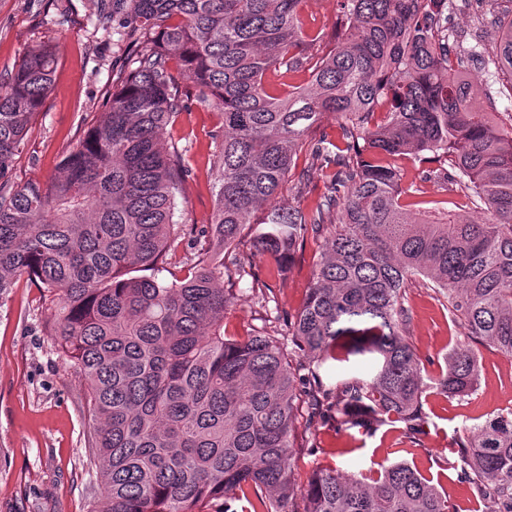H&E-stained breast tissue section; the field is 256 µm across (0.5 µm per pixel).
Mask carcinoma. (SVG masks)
I'll list each match as a JSON object with an SVG mask.
<instances>
[{
	"mask_svg": "<svg viewBox=\"0 0 512 512\" xmlns=\"http://www.w3.org/2000/svg\"><path fill=\"white\" fill-rule=\"evenodd\" d=\"M307 0H104L100 23L135 20L130 70L58 176L12 181L52 85L56 48L28 50L0 81V305L17 279L40 289L47 334L87 383L89 512H449L405 461L376 475L295 476L294 448L318 421L418 431L423 398L473 394L470 344L512 357V131L500 129L462 64L481 61L484 96L512 100V14L497 39L448 53L449 0H339L331 32L306 27ZM282 79V91L267 75ZM303 75L302 83L286 78ZM218 111L223 137L211 222L176 220L189 177L167 127ZM326 114L336 138L310 133ZM335 168L309 207L284 197L300 152ZM463 194L461 209L414 212L389 159ZM262 219L253 220L258 210ZM313 235L320 257L301 309L273 330L224 335V281L254 277V252L291 258ZM194 242L168 280L169 248ZM421 276L448 302L465 342L426 382L407 338L405 288ZM366 373L332 384L339 354ZM458 456L486 512H512V411L460 437Z\"/></svg>",
	"mask_w": 512,
	"mask_h": 512,
	"instance_id": "1",
	"label": "carcinoma"
}]
</instances>
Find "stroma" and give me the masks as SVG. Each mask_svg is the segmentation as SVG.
<instances>
[{
    "label": "stroma",
    "mask_w": 512,
    "mask_h": 512,
    "mask_svg": "<svg viewBox=\"0 0 512 512\" xmlns=\"http://www.w3.org/2000/svg\"><path fill=\"white\" fill-rule=\"evenodd\" d=\"M100 8V0H0L1 79L10 76L28 49L41 43L55 44L58 54L51 90L17 160L16 183L57 175L63 156L105 111L108 91L130 64L118 36L95 33ZM480 11L479 0H457L448 14V27L457 40L492 41L494 30L477 26ZM220 126L213 109L195 102L167 128L166 145L182 150L190 171L186 199L176 213L179 222L201 225L211 219ZM318 254L317 241L307 240L284 278L271 259L255 256V270L276 304L261 306L250 279H243L224 316L225 334L244 336L267 326L275 315L295 314ZM406 295L411 314L407 336L426 362L425 375H436L463 335L445 300L422 279L409 282ZM45 317L40 290L23 279L0 307V512H89L93 489L84 467L85 382L45 336ZM478 359L474 394L450 399L429 392L419 439L408 438L398 422L369 435L340 431L331 423L315 424L312 447L297 451L299 480L307 481L320 467L364 473L404 459L447 492L453 512H478L481 502L474 488L460 477L455 442L466 427L512 410V357L483 347Z\"/></svg>",
    "instance_id": "35a3bbf8"
}]
</instances>
